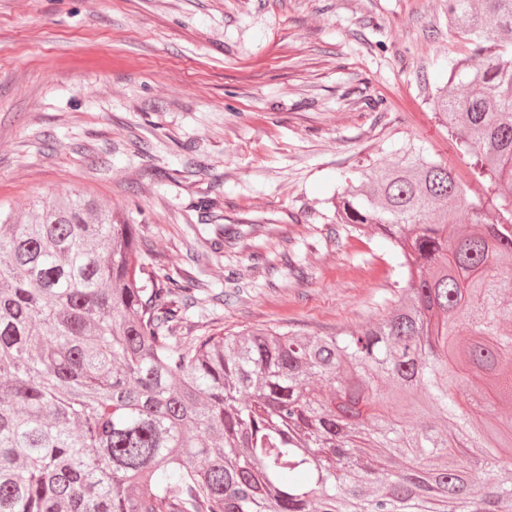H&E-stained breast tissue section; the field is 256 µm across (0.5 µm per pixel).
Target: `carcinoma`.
<instances>
[{"label": "carcinoma", "mask_w": 512, "mask_h": 512, "mask_svg": "<svg viewBox=\"0 0 512 512\" xmlns=\"http://www.w3.org/2000/svg\"><path fill=\"white\" fill-rule=\"evenodd\" d=\"M448 34L432 109L509 209L484 224L419 148L359 166L338 223L391 242L407 294L369 327L183 336L142 225L91 194L0 209V512H512V0H448Z\"/></svg>", "instance_id": "carcinoma-1"}]
</instances>
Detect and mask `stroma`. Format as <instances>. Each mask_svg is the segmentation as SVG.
<instances>
[{"label":"stroma","mask_w":512,"mask_h":512,"mask_svg":"<svg viewBox=\"0 0 512 512\" xmlns=\"http://www.w3.org/2000/svg\"><path fill=\"white\" fill-rule=\"evenodd\" d=\"M458 50L443 0H0V204L128 213L183 335L361 327L404 283L336 220L360 162L421 146L497 216L429 100Z\"/></svg>","instance_id":"35a3bbf8"}]
</instances>
